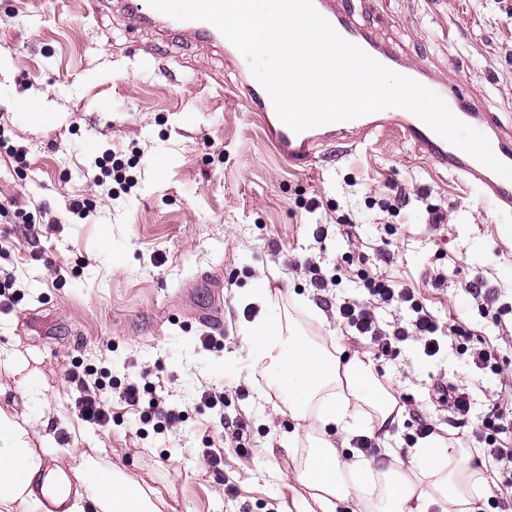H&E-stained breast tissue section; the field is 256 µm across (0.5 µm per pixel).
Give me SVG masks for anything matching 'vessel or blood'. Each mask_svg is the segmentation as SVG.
I'll return each mask as SVG.
<instances>
[{
  "instance_id": "b4317fda",
  "label": "vessel or blood",
  "mask_w": 512,
  "mask_h": 512,
  "mask_svg": "<svg viewBox=\"0 0 512 512\" xmlns=\"http://www.w3.org/2000/svg\"><path fill=\"white\" fill-rule=\"evenodd\" d=\"M316 11L346 41L357 45L386 68L411 78L438 94L462 122L483 133L495 156L512 164V136L504 134L498 116L492 112L473 111L468 91L450 87L446 81L420 65L410 64L393 48L378 41L365 27L357 25L340 0H313ZM135 21L152 26L163 35L185 36L224 50L230 60L242 62L239 51L213 25L194 20H178L151 7L147 0H127ZM237 82L252 111L257 112L268 137L280 156L289 162L312 163L318 146L325 141L343 140L361 143L386 129H396L416 149L433 159L448 172L459 175L476 187L482 197L503 215L512 214V180L506 179L452 145L408 110L376 113L348 121L333 122L294 132L278 117L265 88L238 73Z\"/></svg>"
}]
</instances>
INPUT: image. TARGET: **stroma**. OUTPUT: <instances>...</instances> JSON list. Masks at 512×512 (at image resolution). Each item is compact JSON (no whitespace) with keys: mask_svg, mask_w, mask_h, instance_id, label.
<instances>
[{"mask_svg":"<svg viewBox=\"0 0 512 512\" xmlns=\"http://www.w3.org/2000/svg\"><path fill=\"white\" fill-rule=\"evenodd\" d=\"M349 2L361 26L471 88L512 132V0ZM235 83L220 51L138 26L121 0H0V281L13 282L0 302V410L35 422L53 455L120 470L161 512H302L314 438L246 359L258 309L241 297L263 280L283 322L372 363L393 396L375 467L410 465L423 423L456 450L478 446L491 409L512 412V236L499 215L394 130L292 165ZM368 274L413 290L445 330L438 355L410 338L374 356L340 321L339 304L367 298ZM476 275L479 299L462 288ZM477 349L499 373L474 367ZM81 379L102 384L108 428L78 418ZM132 382L136 407L122 399ZM442 382L467 388L465 419L437 402Z\"/></svg>","mask_w":512,"mask_h":512,"instance_id":"1","label":"stroma"}]
</instances>
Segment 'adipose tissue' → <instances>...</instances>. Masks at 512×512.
Returning a JSON list of instances; mask_svg holds the SVG:
<instances>
[{
  "label": "adipose tissue",
  "mask_w": 512,
  "mask_h": 512,
  "mask_svg": "<svg viewBox=\"0 0 512 512\" xmlns=\"http://www.w3.org/2000/svg\"><path fill=\"white\" fill-rule=\"evenodd\" d=\"M243 299L260 307L245 325L250 361L265 366L271 388L287 400L293 415L310 403L318 405L321 437L298 480L312 490L321 512H331L336 502L351 496L370 502L378 486L385 492L383 512H428L434 505L446 512H471L473 473L470 467L449 465L451 452L439 436H428L415 448L406 471L395 462L378 470L369 460H343L336 436L365 428L387 432L395 400L379 388L370 364L341 362L326 348L286 331L270 310L264 286L250 289ZM348 474L354 483L345 482ZM25 507L34 512H160L149 494L121 472L93 469L85 458L67 470L57 466L47 449L34 447L25 427L0 411V512Z\"/></svg>",
  "instance_id": "obj_1"
}]
</instances>
